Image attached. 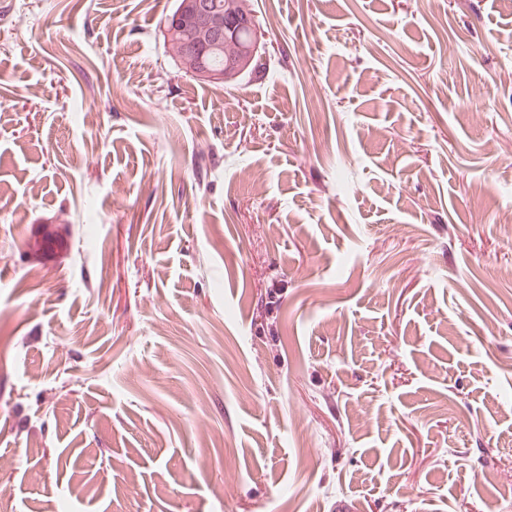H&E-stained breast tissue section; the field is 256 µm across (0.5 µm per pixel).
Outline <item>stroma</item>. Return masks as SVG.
I'll return each instance as SVG.
<instances>
[{"instance_id": "obj_1", "label": "stroma", "mask_w": 512, "mask_h": 512, "mask_svg": "<svg viewBox=\"0 0 512 512\" xmlns=\"http://www.w3.org/2000/svg\"><path fill=\"white\" fill-rule=\"evenodd\" d=\"M254 4L0 0L12 512H512V0ZM182 1L176 0L172 13L166 19L168 31L175 18V23L170 26L168 35L183 43L167 36L171 58L179 69L197 83L208 86L231 85L239 79L251 75L260 60L259 51L251 59L250 53L243 50L249 46L252 35L251 28L244 24L250 23L255 27L256 24L259 26L255 19V9L251 0H210L224 5V12H219L211 7L208 0H185L181 7ZM245 14L248 15V18L245 17ZM223 49V56L215 60L214 69L210 65V59L214 54L222 52ZM181 58V66L184 69L178 64ZM222 67L225 70L229 68L234 75L231 79L235 80L224 79V70H220ZM187 69L190 72L209 77L212 81H203ZM220 80L222 81L218 82Z\"/></svg>"}]
</instances>
